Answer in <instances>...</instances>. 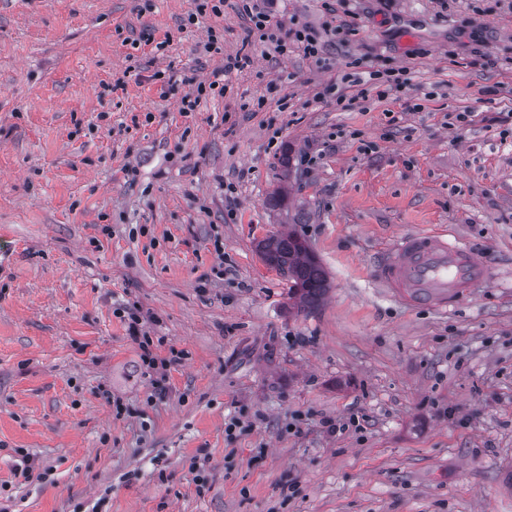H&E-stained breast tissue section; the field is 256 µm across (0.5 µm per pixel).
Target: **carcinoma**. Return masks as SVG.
<instances>
[{"instance_id":"cac0c4a2","label":"carcinoma","mask_w":512,"mask_h":512,"mask_svg":"<svg viewBox=\"0 0 512 512\" xmlns=\"http://www.w3.org/2000/svg\"><path fill=\"white\" fill-rule=\"evenodd\" d=\"M266 264L288 277L289 298L307 308L317 306L329 289L326 272L304 240L293 233L278 234L260 243Z\"/></svg>"}]
</instances>
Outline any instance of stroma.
Returning a JSON list of instances; mask_svg holds the SVG:
<instances>
[{"mask_svg":"<svg viewBox=\"0 0 512 512\" xmlns=\"http://www.w3.org/2000/svg\"><path fill=\"white\" fill-rule=\"evenodd\" d=\"M192 7L0 0V512H512V0H275L327 68L248 37L237 0L180 29ZM354 59L415 85L315 100ZM418 230L501 277L445 313L391 300L372 266ZM288 232L328 276L306 311L259 253ZM119 306L185 353L163 396ZM249 62L248 58L238 59L234 58V61L228 62L224 66L223 70H215L211 73L208 81L199 82L194 85L191 91L186 94L181 100L182 112L189 113L195 112L203 100L211 96L221 95L224 92V73L230 70L232 67L239 69L243 68Z\"/></svg>","mask_w":512,"mask_h":512,"instance_id":"stroma-1","label":"stroma"}]
</instances>
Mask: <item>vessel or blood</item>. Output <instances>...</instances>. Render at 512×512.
Here are the masks:
<instances>
[{"instance_id": "obj_1", "label": "vessel or blood", "mask_w": 512, "mask_h": 512, "mask_svg": "<svg viewBox=\"0 0 512 512\" xmlns=\"http://www.w3.org/2000/svg\"><path fill=\"white\" fill-rule=\"evenodd\" d=\"M374 275L389 295L412 308L445 310L472 288L490 283L494 269L447 231H422L396 240L377 261Z\"/></svg>"}]
</instances>
